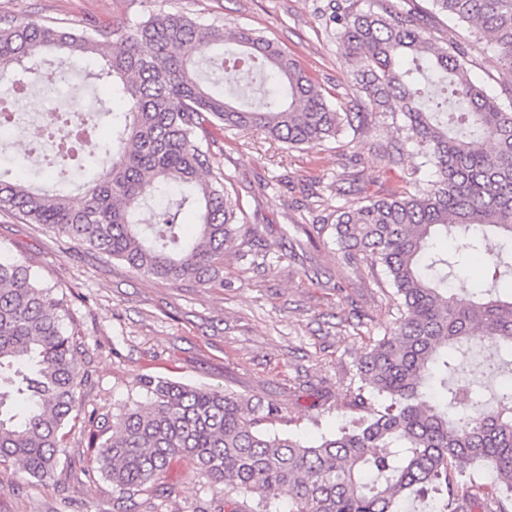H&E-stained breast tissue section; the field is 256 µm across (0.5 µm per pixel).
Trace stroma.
I'll return each mask as SVG.
<instances>
[{
    "label": "stroma",
    "mask_w": 512,
    "mask_h": 512,
    "mask_svg": "<svg viewBox=\"0 0 512 512\" xmlns=\"http://www.w3.org/2000/svg\"><path fill=\"white\" fill-rule=\"evenodd\" d=\"M422 16L439 44L469 49L470 78L501 100L512 98V74L496 49L473 42L465 25L433 14L429 0H379ZM336 0H0V17L84 29L131 25L164 12L251 29L275 39L340 102L351 98V64L323 15ZM396 132L374 114L367 132L305 150L263 133L208 128L214 172L234 184L257 234L224 250L221 279L161 281L75 246L57 230L0 212V257L27 263L45 287L66 294L80 360L83 417L70 428L50 479L0 464V512H224L223 495L173 460L162 489L119 498L96 468L92 419L112 418L144 401L148 376L232 390L279 405L273 424L311 443L359 417L357 366L368 344L395 317L396 296L382 266L344 257L333 236L339 208L365 196L412 191L417 160L388 164L379 148ZM352 190L337 193V179ZM470 512H497L490 465L451 471Z\"/></svg>",
    "instance_id": "1"
}]
</instances>
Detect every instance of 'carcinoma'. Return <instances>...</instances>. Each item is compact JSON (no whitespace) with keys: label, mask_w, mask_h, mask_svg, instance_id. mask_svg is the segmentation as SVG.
Returning <instances> with one entry per match:
<instances>
[{"label":"carcinoma","mask_w":512,"mask_h":512,"mask_svg":"<svg viewBox=\"0 0 512 512\" xmlns=\"http://www.w3.org/2000/svg\"><path fill=\"white\" fill-rule=\"evenodd\" d=\"M433 9L488 38L512 73V0H430ZM351 58L350 90L374 112L398 121L399 140L385 154L409 152L431 179L389 198L365 197L337 210L332 225L347 257L385 267L401 299L387 336L359 362L356 405L380 397V409L312 445L262 424L282 409L229 389L147 377V403L136 401L95 443L98 472L121 495L155 490L172 458L254 512H400L415 501L428 512H465L448 474L488 462L498 480L499 512H512V383L484 396L458 384L456 355L491 345L512 353V102L488 95L467 73V50L435 43L415 14L355 0L328 16ZM224 51V26L155 13L112 31L0 18V100L50 51L58 75L87 57L92 78L124 101L111 116L112 137L80 155L60 143L46 162L62 178L87 168L80 205L56 186L34 190L0 176V212L43 224L81 246L154 279L206 282L224 268V247L244 228L239 199L210 171L206 126L263 131L290 148H313L367 113L341 114L320 85L277 42L238 29ZM176 191L177 209L198 213L187 234L176 214L143 206ZM482 263L490 283L474 295L448 293L460 259ZM65 297L42 287L29 266L0 258V462L51 478L64 429L80 418L84 372L68 334Z\"/></svg>","instance_id":"1"}]
</instances>
